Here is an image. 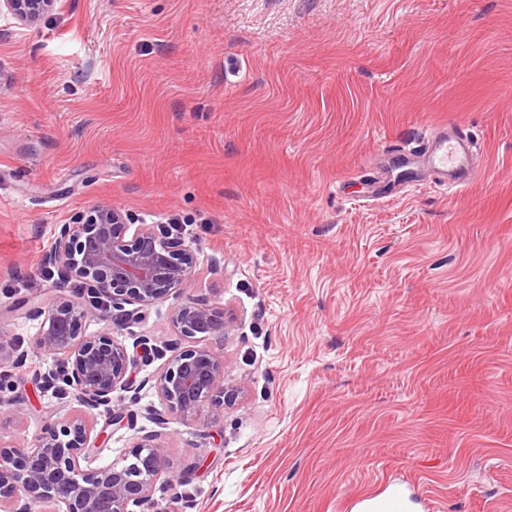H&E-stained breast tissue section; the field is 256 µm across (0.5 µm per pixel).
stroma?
Here are the masks:
<instances>
[{
	"mask_svg": "<svg viewBox=\"0 0 512 512\" xmlns=\"http://www.w3.org/2000/svg\"><path fill=\"white\" fill-rule=\"evenodd\" d=\"M477 140L482 178L371 198L386 148L431 124ZM107 200L190 221L203 338L235 404L158 425L147 379L183 341L168 296L112 325L159 350L94 415L89 466L159 431L168 512H336L394 478L437 512H512V0H58L0 11V328L55 294L57 225ZM0 407L31 443L75 402L32 367ZM56 0H1L0 9L5 7L18 20L33 24L51 12Z\"/></svg>",
	"mask_w": 512,
	"mask_h": 512,
	"instance_id": "obj_1",
	"label": "stroma"
}]
</instances>
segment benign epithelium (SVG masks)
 I'll list each match as a JSON object with an SVG mask.
<instances>
[{
	"label": "benign epithelium",
	"mask_w": 512,
	"mask_h": 512,
	"mask_svg": "<svg viewBox=\"0 0 512 512\" xmlns=\"http://www.w3.org/2000/svg\"><path fill=\"white\" fill-rule=\"evenodd\" d=\"M56 0H0L18 20L33 24L51 12ZM126 215L107 201L77 212L59 225L48 263L61 270L60 287L45 305L29 312L40 320L32 351L21 349L0 328V368L23 367L29 355L61 363L57 372L35 371L48 389L57 379L72 388L77 407L62 421L51 423L31 447L0 448V512H31L51 503L55 512H157L154 498L160 478L170 486L180 482L168 469V448L157 432L140 436L122 458L87 469L93 431L92 411L104 409L112 425L123 427L127 406L112 404V394L134 386L135 359L112 336V322L130 314L124 305L149 307L170 294L182 296L174 307V327L190 345L176 351L152 376L164 407L159 419L188 420L205 405L222 406L236 389L224 378V356L194 344L205 336H222L224 313L195 300L197 257L180 237L141 224L131 239ZM94 318L104 328L79 335L82 323Z\"/></svg>",
	"instance_id": "1"
}]
</instances>
